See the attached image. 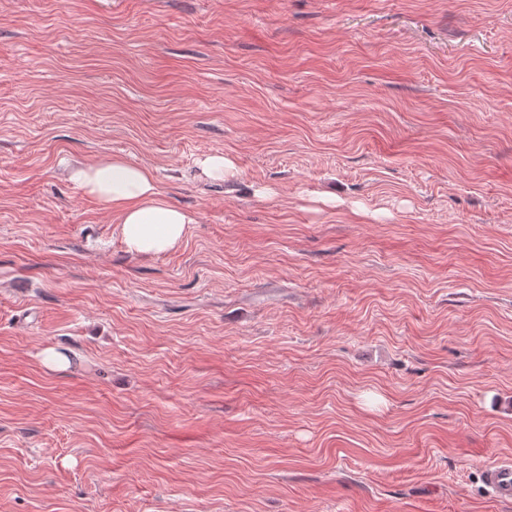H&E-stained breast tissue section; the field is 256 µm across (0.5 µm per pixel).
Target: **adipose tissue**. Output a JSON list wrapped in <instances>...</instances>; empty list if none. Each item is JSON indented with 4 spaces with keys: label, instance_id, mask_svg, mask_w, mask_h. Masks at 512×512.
Segmentation results:
<instances>
[{
    "label": "adipose tissue",
    "instance_id": "adipose-tissue-1",
    "mask_svg": "<svg viewBox=\"0 0 512 512\" xmlns=\"http://www.w3.org/2000/svg\"><path fill=\"white\" fill-rule=\"evenodd\" d=\"M70 178L118 214L128 250L157 255L184 240L192 218L163 196L151 169L112 158L75 167Z\"/></svg>",
    "mask_w": 512,
    "mask_h": 512
}]
</instances>
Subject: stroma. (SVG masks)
Returning a JSON list of instances; mask_svg holds the SVG:
<instances>
[{"mask_svg":"<svg viewBox=\"0 0 512 512\" xmlns=\"http://www.w3.org/2000/svg\"><path fill=\"white\" fill-rule=\"evenodd\" d=\"M510 458L512 0H0V512H512ZM70 179L118 214L122 237L131 252L157 255L185 238L194 219L160 192L153 171L120 158L85 164ZM483 481L490 494L500 500H512V463L496 462L483 470Z\"/></svg>","mask_w":512,"mask_h":512,"instance_id":"1","label":"stroma"}]
</instances>
